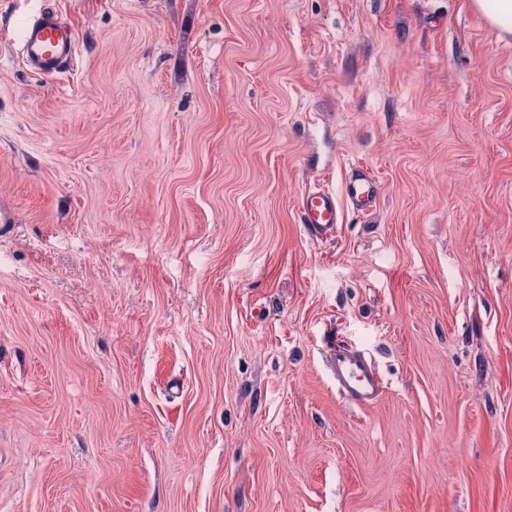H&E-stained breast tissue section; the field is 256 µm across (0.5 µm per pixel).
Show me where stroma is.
Listing matches in <instances>:
<instances>
[{"label": "stroma", "mask_w": 512, "mask_h": 512, "mask_svg": "<svg viewBox=\"0 0 512 512\" xmlns=\"http://www.w3.org/2000/svg\"><path fill=\"white\" fill-rule=\"evenodd\" d=\"M356 162L374 213L313 238ZM0 200V512H512V36L471 0H0ZM16 41L25 66L35 74L54 76L70 67L78 55V41L71 25L59 19L56 11L43 9L18 27ZM299 219L315 238L331 235L340 222L342 203L335 193L320 187L306 191L299 201ZM330 369L339 391L358 404H368L381 394V383L362 354L351 347L334 349Z\"/></svg>", "instance_id": "obj_1"}]
</instances>
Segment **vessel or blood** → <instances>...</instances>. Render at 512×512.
Wrapping results in <instances>:
<instances>
[{
	"label": "vessel or blood",
	"instance_id": "vessel-or-blood-1",
	"mask_svg": "<svg viewBox=\"0 0 512 512\" xmlns=\"http://www.w3.org/2000/svg\"><path fill=\"white\" fill-rule=\"evenodd\" d=\"M25 66L35 74L53 76L72 66L78 55V41L72 26L57 12L42 10L25 20L14 36ZM381 185L365 166L350 169L343 195L320 187L306 191L299 201V219L316 238L331 235L340 222L343 207L358 215L370 213L380 195ZM330 369L340 392L359 404H368L381 394V383L362 354L351 347L334 349Z\"/></svg>",
	"mask_w": 512,
	"mask_h": 512
}]
</instances>
